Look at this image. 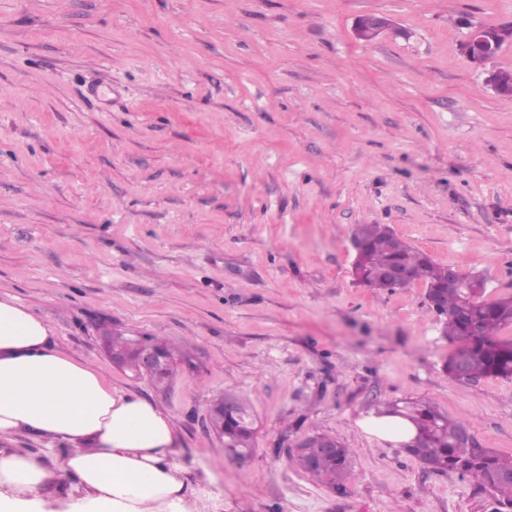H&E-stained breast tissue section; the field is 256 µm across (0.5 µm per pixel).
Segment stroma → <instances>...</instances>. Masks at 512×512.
I'll return each mask as SVG.
<instances>
[{
	"label": "stroma",
	"instance_id": "stroma-1",
	"mask_svg": "<svg viewBox=\"0 0 512 512\" xmlns=\"http://www.w3.org/2000/svg\"><path fill=\"white\" fill-rule=\"evenodd\" d=\"M391 28L374 42L358 19ZM512 0H0V295L57 350L165 411L200 512H494L467 475L367 434L383 405L431 402L512 455V380L450 383L426 289L352 275L351 230L385 224L440 265L512 296V40L485 64L473 26ZM170 339L171 389L114 367L103 329ZM247 400L256 447L210 430ZM351 450L345 490L297 468L305 435ZM55 475L63 452L0 439Z\"/></svg>",
	"mask_w": 512,
	"mask_h": 512
}]
</instances>
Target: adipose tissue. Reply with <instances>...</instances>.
Instances as JSON below:
<instances>
[{"label": "adipose tissue", "mask_w": 512, "mask_h": 512, "mask_svg": "<svg viewBox=\"0 0 512 512\" xmlns=\"http://www.w3.org/2000/svg\"><path fill=\"white\" fill-rule=\"evenodd\" d=\"M52 339L41 316L0 297V438L67 444L62 468L77 483L66 512H191L170 416ZM51 478L28 452L0 450V512H41Z\"/></svg>", "instance_id": "obj_1"}]
</instances>
